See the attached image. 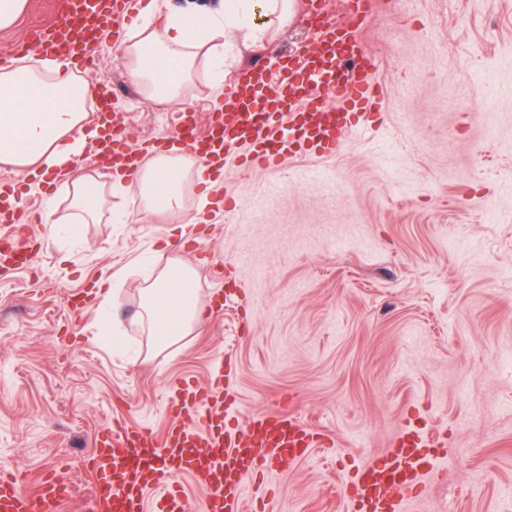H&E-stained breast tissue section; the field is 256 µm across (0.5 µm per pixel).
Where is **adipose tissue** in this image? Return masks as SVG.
<instances>
[{"mask_svg":"<svg viewBox=\"0 0 512 512\" xmlns=\"http://www.w3.org/2000/svg\"><path fill=\"white\" fill-rule=\"evenodd\" d=\"M294 0H224L216 12L173 11L160 0H139L142 20L117 47L128 79L145 99L163 103L181 96L192 81L198 55L211 73L223 76L227 45L268 40L294 16ZM88 81L75 79L60 57L0 69V165L60 175L71 170L99 135L87 120ZM187 159L179 153L147 157L132 182L141 191L149 217L184 216ZM195 272L165 267L141 290V318L156 346L188 335L203 312L196 300Z\"/></svg>","mask_w":512,"mask_h":512,"instance_id":"adipose-tissue-1","label":"adipose tissue"}]
</instances>
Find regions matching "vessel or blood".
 <instances>
[{
  "mask_svg": "<svg viewBox=\"0 0 512 512\" xmlns=\"http://www.w3.org/2000/svg\"><path fill=\"white\" fill-rule=\"evenodd\" d=\"M130 0H53L49 19L0 55V63L30 52L69 57L77 73L97 66L89 43L92 34L108 30L121 38L126 30ZM367 14L366 0H343L340 21L325 20L311 33L312 47L283 57L281 80L288 91L272 95L263 68L239 77L219 111L206 123L183 115L172 138L158 147H175L202 161L217 163L245 150L253 164L278 168L300 155L335 151L356 131L351 111H366L377 65L365 51L359 30ZM332 103H324L323 93ZM142 146L125 143V130L113 126L91 157L113 170H137ZM24 231L0 234V264L27 266ZM223 372H215L209 387L190 382L170 389L168 408L175 422L165 440L137 425L105 427L87 463L94 482V512H242L244 481L257 471L284 460L304 458L319 434L291 414L268 412L249 423L252 440L242 431L225 429L222 408ZM426 439L398 435L381 459L358 468L352 481L360 499L373 512H400L399 493L408 491L423 469L433 466L423 455ZM187 473L202 489L188 504L177 484ZM70 485L47 475L34 486L9 468H0V512H57Z\"/></svg>",
  "mask_w": 512,
  "mask_h": 512,
  "instance_id": "b4317fda",
  "label": "vessel or blood"
}]
</instances>
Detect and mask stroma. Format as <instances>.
I'll return each mask as SVG.
<instances>
[{
	"label": "stroma",
	"instance_id": "obj_1",
	"mask_svg": "<svg viewBox=\"0 0 512 512\" xmlns=\"http://www.w3.org/2000/svg\"><path fill=\"white\" fill-rule=\"evenodd\" d=\"M313 2L295 0L294 21L241 49L222 81L198 60L162 104L130 83L113 38L98 40L87 79L119 97L89 120L133 143L173 134L180 113H211L250 67L276 70L308 44ZM361 37L378 66L365 116L377 134L275 170L228 159L222 221L187 236L147 217L135 188L80 223L67 183H112L89 164L49 185L0 168L26 195L33 255L0 270V458L30 484L65 477L59 512H93L85 464L104 426L164 439L171 384L206 383L220 357L235 368L234 425L285 412L323 435L246 481L248 512H349L342 482L408 427L438 439L436 472L414 488L428 512H512V0H371ZM172 257L195 269L204 318L157 349L139 294ZM107 267L126 275L103 309L90 289ZM78 293L74 322L64 301ZM108 321L119 336L102 335Z\"/></svg>",
	"mask_w": 512,
	"mask_h": 512
}]
</instances>
